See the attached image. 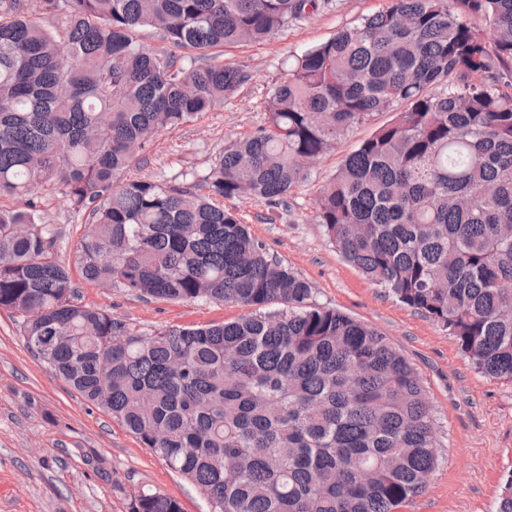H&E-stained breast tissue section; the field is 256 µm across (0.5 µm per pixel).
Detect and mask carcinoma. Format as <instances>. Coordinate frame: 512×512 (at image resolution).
I'll use <instances>...</instances> for the list:
<instances>
[{"instance_id":"carcinoma-1","label":"carcinoma","mask_w":512,"mask_h":512,"mask_svg":"<svg viewBox=\"0 0 512 512\" xmlns=\"http://www.w3.org/2000/svg\"><path fill=\"white\" fill-rule=\"evenodd\" d=\"M318 0H0V309L26 347L189 481L208 512H394L441 448L417 370L385 336L317 303L312 283L222 200L278 207L378 112L314 221L369 282L512 381V0H390L288 60L267 125L189 183L133 177L156 134L247 80L216 49L266 40ZM486 21L491 39L469 24ZM151 27L197 57L142 44ZM92 219L84 280L248 309L143 332L77 302L36 194ZM130 512H183L160 491ZM496 512H512V475Z\"/></svg>"}]
</instances>
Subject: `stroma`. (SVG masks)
Listing matches in <instances>:
<instances>
[{"mask_svg": "<svg viewBox=\"0 0 512 512\" xmlns=\"http://www.w3.org/2000/svg\"><path fill=\"white\" fill-rule=\"evenodd\" d=\"M389 0H321L315 13L262 42L221 52L248 80L223 108L158 133L139 176L169 181L203 173L225 146L266 123L264 103L288 56L385 10ZM392 115L380 112L310 165L286 205L249 197L226 206L271 253L310 281L319 304L336 308L386 336L418 370L440 425L441 462L425 492L396 512H494L512 475V382L477 373L453 336L431 318L365 281L327 243L313 220L316 199L342 161ZM42 215L63 244L57 258L76 270L75 248L91 222L59 193L40 192ZM82 304L106 309L150 332L173 325L219 324L243 315L221 302L146 299L119 287L79 284ZM175 497L184 512H206L197 490L103 410L87 403L26 347L20 318L0 310V512H129L140 490Z\"/></svg>", "mask_w": 512, "mask_h": 512, "instance_id": "stroma-1", "label": "stroma"}]
</instances>
